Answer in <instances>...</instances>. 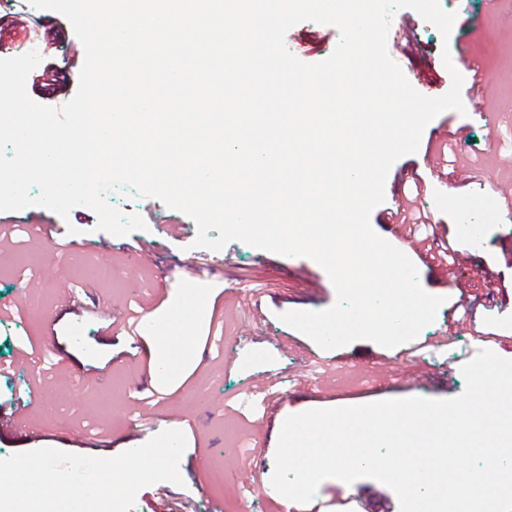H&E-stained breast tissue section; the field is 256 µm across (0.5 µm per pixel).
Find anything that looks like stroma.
I'll return each mask as SVG.
<instances>
[{
    "label": "stroma",
    "mask_w": 512,
    "mask_h": 512,
    "mask_svg": "<svg viewBox=\"0 0 512 512\" xmlns=\"http://www.w3.org/2000/svg\"><path fill=\"white\" fill-rule=\"evenodd\" d=\"M439 4L456 15L449 37L419 20L423 51L399 66L410 81L421 73L439 74L444 94L452 79L443 53L455 62L464 55L478 59L490 72L484 115L474 116L468 102L463 112L446 111L427 124L417 151L391 167L385 200L372 211L370 225L397 243L387 210L396 199L417 194L418 206L459 250L463 266L487 271L483 290L495 300L477 307L475 323L497 334L489 350L512 359V208L499 202L500 192H512V0ZM24 12L32 35L49 31L56 43L29 73L26 90L41 104L62 107L77 82L46 88L41 76L66 64L78 75L83 45L60 13L30 4ZM339 41L335 27L313 21L294 25L285 36L294 56L314 63L328 58ZM442 126L452 132L454 169L463 180L453 190L435 173L436 154L429 149L432 132ZM107 200L123 215L140 216L145 229L122 237L97 230L94 212L84 206L65 219L38 205L0 211V225L54 227L52 238L23 234L12 248L0 250V402L31 405L26 434L0 431V459L40 448L91 457L120 454L173 422L187 439L180 460L183 482L141 488L130 512H158L168 491L191 501L193 512H210L215 499L223 500V512H279L271 476L282 417L417 396L448 400L464 391L460 358L474 340L471 333L451 337L447 330L450 320L460 318V306L472 301V291L415 250L407 255L421 286L444 302L419 333L413 356L400 359L398 348L369 340L325 350L280 319L286 312L321 311L335 303L321 266L313 268L320 288L311 296L293 274L300 257L240 241L217 252L200 248L194 244L196 228L176 239L164 234V223L187 216L160 200L118 192ZM135 243L147 256L133 266L124 247ZM219 257L223 265L194 272L197 262ZM98 265L111 266V281L89 276V268ZM260 281L264 292L253 294ZM91 301L104 308L105 319L83 312ZM142 312L158 321L177 316L191 327L194 353L178 359L169 381L153 376L152 331L133 335L124 328ZM217 469L224 473L218 489L211 484ZM357 497L370 512H400L394 491L369 478L350 484L325 480L310 503L293 509L344 512L342 500Z\"/></svg>",
    "instance_id": "1"
}]
</instances>
